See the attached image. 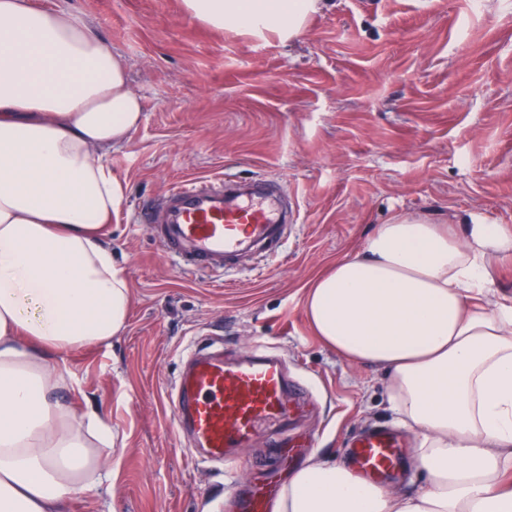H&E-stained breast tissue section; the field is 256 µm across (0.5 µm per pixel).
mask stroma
Segmentation results:
<instances>
[{
  "label": "stroma",
  "instance_id": "1",
  "mask_svg": "<svg viewBox=\"0 0 512 512\" xmlns=\"http://www.w3.org/2000/svg\"><path fill=\"white\" fill-rule=\"evenodd\" d=\"M82 14L125 63L144 120L109 156L125 196L107 239L132 296L109 350L68 362L123 439L112 487L76 496L70 512H236L234 489L282 485L312 457L390 431L408 462L411 433L394 425L381 374L325 347L304 312L308 285L361 251L404 212L465 235L471 216L512 225V0H319L293 39L215 31L181 0H34ZM268 176L295 201L282 253L221 274L183 273L135 203L191 177ZM235 359L264 342L303 387L285 426L237 450L224 473L183 454L167 403L184 349L209 333Z\"/></svg>",
  "mask_w": 512,
  "mask_h": 512
}]
</instances>
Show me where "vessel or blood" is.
Masks as SVG:
<instances>
[{
	"label": "vessel or blood",
	"mask_w": 512,
	"mask_h": 512,
	"mask_svg": "<svg viewBox=\"0 0 512 512\" xmlns=\"http://www.w3.org/2000/svg\"><path fill=\"white\" fill-rule=\"evenodd\" d=\"M287 192L264 177L199 178L182 182L137 205L132 221L144 225L165 256L186 271L214 273L242 257L267 253L285 240L295 216ZM184 368L171 391L172 421L179 436L191 440L199 456L230 461L265 422L288 415V373L282 360L258 348L243 359L224 360V341L215 339L184 355ZM352 466L379 482L396 468V443L375 430L351 445ZM275 489L247 491L245 512H268Z\"/></svg>",
	"instance_id": "1"
}]
</instances>
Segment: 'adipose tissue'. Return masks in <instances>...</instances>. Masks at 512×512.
<instances>
[{
	"mask_svg": "<svg viewBox=\"0 0 512 512\" xmlns=\"http://www.w3.org/2000/svg\"><path fill=\"white\" fill-rule=\"evenodd\" d=\"M217 31L289 39L318 0H181ZM143 121L123 60L79 13L0 0V512H68L110 483L112 425L57 391L66 356L108 349L131 294L103 228L123 197L106 156ZM512 228L471 217L464 237L399 215L305 294L320 341L383 368L415 435L406 494L329 457L294 468L273 512H512V299L488 304Z\"/></svg>",
	"mask_w": 512,
	"mask_h": 512,
	"instance_id": "ef3b65f1",
	"label": "adipose tissue"
}]
</instances>
